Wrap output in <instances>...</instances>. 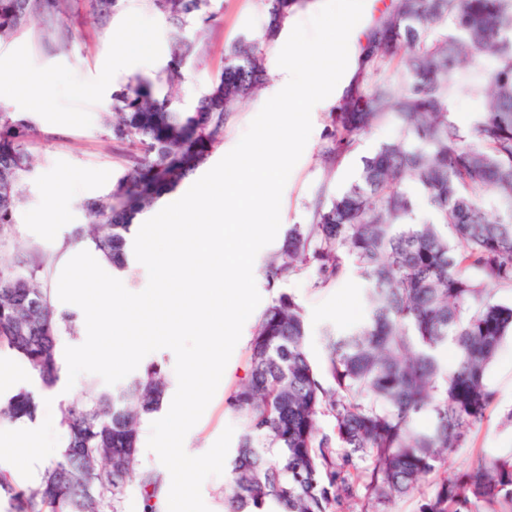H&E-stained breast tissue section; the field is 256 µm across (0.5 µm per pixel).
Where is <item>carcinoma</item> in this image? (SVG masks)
<instances>
[{
    "label": "carcinoma",
    "instance_id": "cac0c4a2",
    "mask_svg": "<svg viewBox=\"0 0 512 512\" xmlns=\"http://www.w3.org/2000/svg\"><path fill=\"white\" fill-rule=\"evenodd\" d=\"M102 17L120 0H84ZM173 25V48L153 78L137 77L112 95L106 121L129 165L105 195L84 204L88 238L117 271L129 266L134 220L176 189L223 142L224 124L265 84V60L285 22L308 0H261L268 22L224 49V71L190 112L156 87L185 79L200 59L182 31L209 24L210 0H146ZM69 0H0V40L35 22L65 28ZM465 91L484 101L464 133L449 103ZM319 157L333 170L374 127L395 123L398 138L362 158L359 177L312 203L311 223L289 225L261 269L266 288L309 268L313 287L352 273L366 284L365 321L325 334V368L306 351L302 307L279 295L251 338L250 377L227 399L241 424L224 512H347L364 489L370 507L418 491L462 447L494 401L487 373L512 335V0H391L365 34L349 88L329 113ZM31 123L0 112V247L19 258L0 264V350L47 388L58 380V345L76 333L73 315L54 307L43 279L49 258L13 240L24 179L34 164ZM414 184L419 194L406 188ZM431 219L419 222V197ZM450 345L454 362L439 354ZM168 379L158 364L125 385L64 402L66 444L32 484L0 467L12 512H122L128 488L143 512H157L163 473L138 467L140 427L158 411ZM21 390L0 400V418H37ZM427 414L432 427L415 428ZM335 421L332 433L320 420ZM373 466L356 475L355 461ZM119 466L108 471L109 464ZM512 512V454L483 456L443 481L422 512Z\"/></svg>",
    "mask_w": 512,
    "mask_h": 512
}]
</instances>
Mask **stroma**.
<instances>
[{
	"label": "stroma",
	"instance_id": "35a3bbf8",
	"mask_svg": "<svg viewBox=\"0 0 512 512\" xmlns=\"http://www.w3.org/2000/svg\"><path fill=\"white\" fill-rule=\"evenodd\" d=\"M216 15L213 25H196L187 29L188 40L204 46L205 54L187 73L186 80L174 88L183 111H191L202 93L207 91L224 67V46L238 36L259 30L265 15L261 0H210ZM148 23L152 39L153 60L141 64L126 55L112 42V33L130 20ZM67 39L45 34L32 25L11 40L0 43V70L10 69L15 61H23L35 72L53 79L47 94L50 106L38 110L23 100L1 103V112H11L32 122L36 136L32 150L36 164L25 180V199L16 212L14 238L21 245L60 258V241H72L77 227L89 226L91 220L83 204L111 189L123 173L125 162L114 147L105 127V117L112 110L114 92L138 76L157 74L169 58L171 23L161 14L149 10L145 0H122L118 9L101 18L82 8L71 12L65 20ZM266 92L244 100L224 128V140L208 159L202 170H210L238 143L250 122L267 101ZM328 108L311 112L312 132L303 154L293 168L281 199L282 224H306L311 220L309 205L320 187L336 193L350 185L358 176L363 156L399 134L397 125L372 130L357 148L344 158L332 172H325L318 159L328 124ZM68 184L67 197L59 203L60 222L47 230L42 218L48 209L43 193L47 180ZM262 305H269L276 294L291 296L303 308L308 325L307 351L316 368H323L327 353L326 331L343 332L359 322L365 314L363 300L366 286L358 276L328 287L311 285L309 270L278 284L268 291L264 281H257ZM255 318H248L232 356L224 371V381L201 419L187 434L184 447L188 454L207 452L227 426L237 419L227 406L230 394L249 378L248 345L254 332ZM487 383L495 399L483 422L467 437L463 448L450 455L438 474L430 476L420 493L395 498L384 512H420L425 499L431 496L441 477L457 476L481 455L505 454L512 451V425L506 424L512 412V337H507L487 373ZM20 388L41 397L40 421L55 448L39 457L38 466H46L57 458L58 447L64 446L63 429L57 428L58 405L47 401L46 389L23 378Z\"/></svg>",
	"mask_w": 512,
	"mask_h": 512
}]
</instances>
